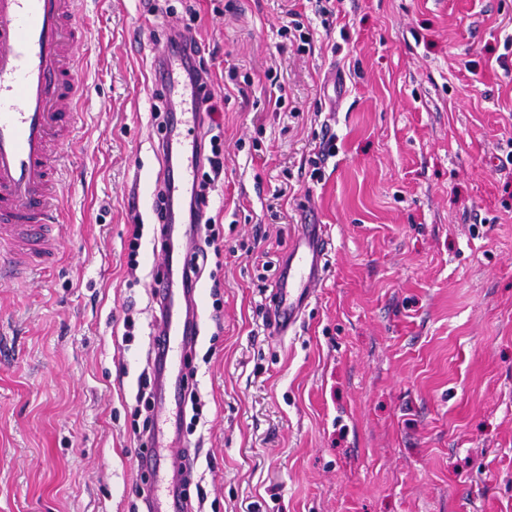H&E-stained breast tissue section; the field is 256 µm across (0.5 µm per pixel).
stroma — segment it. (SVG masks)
<instances>
[{"label":"stroma","instance_id":"obj_1","mask_svg":"<svg viewBox=\"0 0 512 512\" xmlns=\"http://www.w3.org/2000/svg\"><path fill=\"white\" fill-rule=\"evenodd\" d=\"M78 8L87 97L61 155L58 259L0 280V512L135 501L162 264L155 35L187 23L224 158L220 319L202 278L192 357L200 512H512V0H331L327 25L316 0ZM293 10L308 50L278 34ZM313 223L331 239L322 286L273 335L277 266Z\"/></svg>","mask_w":512,"mask_h":512}]
</instances>
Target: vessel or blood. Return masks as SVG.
I'll return each mask as SVG.
<instances>
[{
    "instance_id": "obj_1",
    "label": "vessel or blood",
    "mask_w": 512,
    "mask_h": 512,
    "mask_svg": "<svg viewBox=\"0 0 512 512\" xmlns=\"http://www.w3.org/2000/svg\"><path fill=\"white\" fill-rule=\"evenodd\" d=\"M84 38L78 0H0V277L13 280L54 266L57 219L63 193L58 158L75 125L85 92L76 46ZM178 63L167 61L161 81L200 120L205 104L199 89L180 82ZM178 171L171 190L196 197L199 162L196 137L171 125L165 140ZM331 246L324 225H302L283 257L272 297L278 334L295 328L323 281ZM164 297L158 339L162 354L160 407L153 450L137 458L152 470L146 512H191L169 470L175 465L168 432L181 406L185 352L196 334L195 289L172 277Z\"/></svg>"
}]
</instances>
